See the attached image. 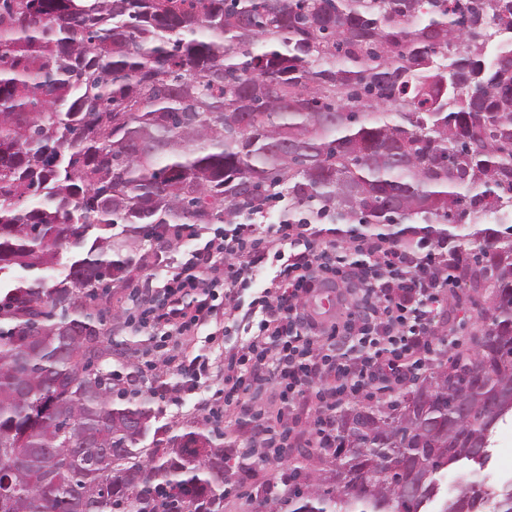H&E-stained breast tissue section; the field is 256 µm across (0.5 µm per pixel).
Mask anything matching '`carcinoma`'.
<instances>
[{"instance_id":"cac0c4a2","label":"carcinoma","mask_w":512,"mask_h":512,"mask_svg":"<svg viewBox=\"0 0 512 512\" xmlns=\"http://www.w3.org/2000/svg\"><path fill=\"white\" fill-rule=\"evenodd\" d=\"M501 30L512 0H0V512H224V432L142 445L157 412L103 301L153 240L285 192L451 244L482 326L427 399L339 407L336 454L268 512H429L440 472L484 465L512 414ZM486 498L512 512V481L439 512Z\"/></svg>"}]
</instances>
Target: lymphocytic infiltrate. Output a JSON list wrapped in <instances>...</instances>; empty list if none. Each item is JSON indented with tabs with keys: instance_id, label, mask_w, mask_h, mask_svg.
<instances>
[{
	"instance_id": "1",
	"label": "lymphocytic infiltrate",
	"mask_w": 512,
	"mask_h": 512,
	"mask_svg": "<svg viewBox=\"0 0 512 512\" xmlns=\"http://www.w3.org/2000/svg\"><path fill=\"white\" fill-rule=\"evenodd\" d=\"M278 267L263 288L254 282L266 259ZM331 286L340 317L317 319L308 308ZM255 289L236 329L249 340L224 357V401L204 402L212 417L245 407L275 386L283 407L252 414L246 443L284 452L296 438L298 406L313 404L310 447L336 450V407L403 388L433 362L444 299L459 296L462 279L452 247L419 250L382 236L323 243L311 219L259 229L255 214L195 247L156 291L142 324L188 335L218 317L216 301L240 300Z\"/></svg>"
}]
</instances>
